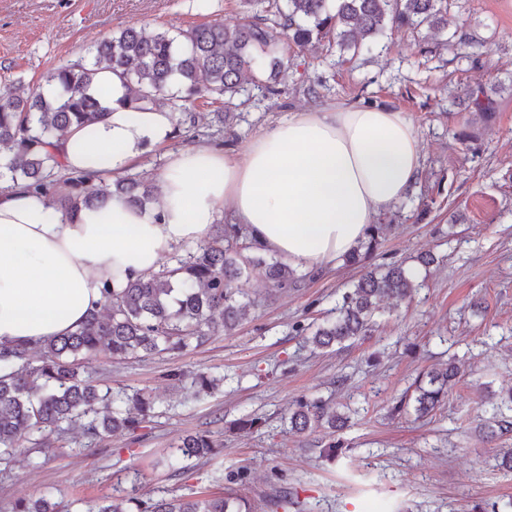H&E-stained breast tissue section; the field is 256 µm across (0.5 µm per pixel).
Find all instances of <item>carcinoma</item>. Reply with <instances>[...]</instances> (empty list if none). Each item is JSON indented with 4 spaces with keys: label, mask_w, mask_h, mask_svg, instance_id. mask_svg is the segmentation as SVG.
Listing matches in <instances>:
<instances>
[{
    "label": "carcinoma",
    "mask_w": 512,
    "mask_h": 512,
    "mask_svg": "<svg viewBox=\"0 0 512 512\" xmlns=\"http://www.w3.org/2000/svg\"><path fill=\"white\" fill-rule=\"evenodd\" d=\"M246 22L234 29L214 20L146 35L125 26L99 43L89 61L50 69L45 83L30 87L21 81L0 91V178L48 197L67 211L101 208L116 194L144 208L157 202L153 188L134 177L94 183L86 175L65 177L70 192H55L63 170L50 140L73 125H87L107 111L102 88H93L104 69L121 77L126 101L135 111L166 108L174 113V133L194 126L191 107L199 100L224 107L258 92L274 94L271 80L288 69L292 53L313 41L327 52L356 56L379 44L385 30L442 32L448 25V0H241ZM383 225L371 226L367 238L344 256L348 265L365 266L379 245ZM259 247L238 224H222L174 263L148 276L128 280L119 288H103L104 303L70 335L33 348L0 345V460L31 455L52 445L79 423L90 441H102L141 428L154 401L140 392L131 395L101 387L81 371L82 360L101 352L112 358L175 353L201 344L208 337L233 333L246 319L250 302L237 282L250 270H264L273 290L296 288L303 276L291 265L258 253ZM424 286L415 269L389 263L369 267L336 302L330 316L309 332L295 324L314 350L354 343L371 335L383 312L382 302L412 299ZM458 376L450 360L417 376L414 411L430 415L448 395ZM197 393L208 394L217 379L206 372L192 374ZM481 427L490 437L512 431V389L498 402H488ZM348 416L319 398H301L290 408L288 424L296 433L347 426ZM176 452L184 460H200L221 452L210 432L181 439ZM135 508H130L129 504ZM228 488L204 490L195 496L157 501L105 498L88 502L83 512H250ZM13 512H62L44 497L19 499Z\"/></svg>",
    "instance_id": "1"
}]
</instances>
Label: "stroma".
Masks as SVG:
<instances>
[{"instance_id":"1","label":"stroma","mask_w":512,"mask_h":512,"mask_svg":"<svg viewBox=\"0 0 512 512\" xmlns=\"http://www.w3.org/2000/svg\"><path fill=\"white\" fill-rule=\"evenodd\" d=\"M245 13L238 0H0V88L35 86L51 68L88 58L93 47L127 25L151 34L217 20L233 28ZM447 47L427 31L386 30L379 50L332 64L324 45L298 53L274 86L276 95L235 108L216 131L217 105L200 103L194 128L148 147L134 174L156 183L170 151L207 141L242 149L291 112L328 105H377L405 113L422 146L427 211L414 206L380 216L387 229L373 263L412 261L432 253L425 288L378 319L372 336L343 349L312 350L294 323H321L362 270L337 264L312 271L300 287L270 291L261 269L239 281L255 299L230 335L219 334L180 354L115 360L100 354L84 370L95 381L152 397L155 415L134 434L88 444L74 432L40 454L35 467L0 465V512L20 498L49 496L62 512L71 503L114 492L141 499L188 496L227 486L245 471L238 495L252 506L287 492L286 512H473L496 504L512 512V472L496 466L512 433L489 442L478 427L483 398L512 388V0H450ZM319 83L320 96L303 90ZM484 88L494 113L461 112L454 97ZM460 376L441 406L423 419L391 409L413 395L423 371L449 356ZM205 369L223 379L194 396L177 371ZM320 397L349 417L330 435L288 428L289 407ZM260 427L241 431L243 415ZM210 431L222 452L185 461L175 447L186 434ZM340 440L344 450L327 458Z\"/></svg>"}]
</instances>
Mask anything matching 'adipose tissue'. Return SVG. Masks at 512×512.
<instances>
[{"mask_svg": "<svg viewBox=\"0 0 512 512\" xmlns=\"http://www.w3.org/2000/svg\"><path fill=\"white\" fill-rule=\"evenodd\" d=\"M104 118L57 142L65 170L110 179L146 145L167 143L166 109L134 111L112 72ZM419 138L400 112L330 105L289 113L239 152L210 144L170 153L161 196L138 209L112 196L106 208L68 212L19 186L0 190V344L36 346L73 332L99 308L104 281L119 286L158 269L177 246L202 240L219 209L289 264L335 266L378 215L421 174Z\"/></svg>", "mask_w": 512, "mask_h": 512, "instance_id": "ef3b65f1", "label": "adipose tissue"}]
</instances>
